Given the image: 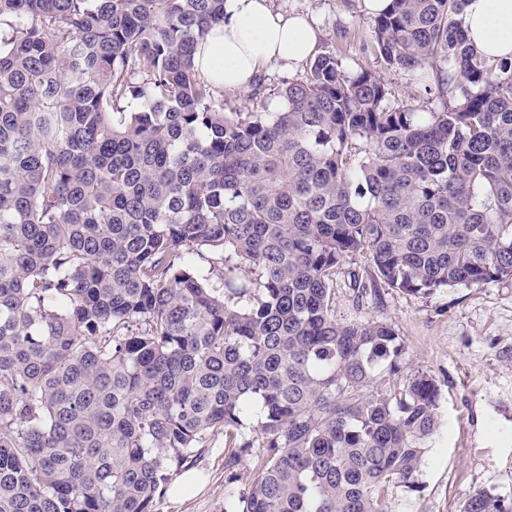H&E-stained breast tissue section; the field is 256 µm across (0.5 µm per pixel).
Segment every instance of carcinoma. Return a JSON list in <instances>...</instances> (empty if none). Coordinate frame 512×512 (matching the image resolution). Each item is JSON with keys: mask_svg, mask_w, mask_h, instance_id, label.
Here are the masks:
<instances>
[{"mask_svg": "<svg viewBox=\"0 0 512 512\" xmlns=\"http://www.w3.org/2000/svg\"><path fill=\"white\" fill-rule=\"evenodd\" d=\"M463 2L375 21L386 67L444 65L441 112L330 52L281 111L226 112L193 63L224 0H0V512H152L220 437L227 481L259 469L233 512L417 490L438 385L374 388L404 345L336 320V272L367 258L359 298L512 280V59Z\"/></svg>", "mask_w": 512, "mask_h": 512, "instance_id": "carcinoma-1", "label": "carcinoma"}]
</instances>
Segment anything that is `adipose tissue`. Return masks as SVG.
I'll return each mask as SVG.
<instances>
[{
    "mask_svg": "<svg viewBox=\"0 0 512 512\" xmlns=\"http://www.w3.org/2000/svg\"><path fill=\"white\" fill-rule=\"evenodd\" d=\"M226 19L197 46L194 64L218 90L247 88L265 65L293 67L314 57L317 34L308 20L273 12L267 0H225ZM470 41L487 57L512 58V0H467Z\"/></svg>",
    "mask_w": 512,
    "mask_h": 512,
    "instance_id": "ef3b65f1",
    "label": "adipose tissue"
}]
</instances>
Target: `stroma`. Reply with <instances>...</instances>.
I'll return each mask as SVG.
<instances>
[{"mask_svg": "<svg viewBox=\"0 0 512 512\" xmlns=\"http://www.w3.org/2000/svg\"><path fill=\"white\" fill-rule=\"evenodd\" d=\"M270 5L285 15L308 16L320 33L319 52L334 53L347 70L362 66L381 76L392 102L408 101L422 112L442 109L436 67L389 69L370 53L375 17L363 0H270ZM350 268L372 276L358 257L338 270L337 320H383L405 342L401 373L381 378L379 389L393 390L405 374L419 369L435 377L441 392L442 427L427 450L420 488L392 489L396 512H460L477 488L512 500V281L430 297L385 288L380 298L358 306L348 286ZM193 469L203 484L183 499L171 492L157 498L153 512H227L258 474L248 459L236 480L227 482L219 446L206 449Z\"/></svg>", "mask_w": 512, "mask_h": 512, "instance_id": "1", "label": "stroma"}]
</instances>
